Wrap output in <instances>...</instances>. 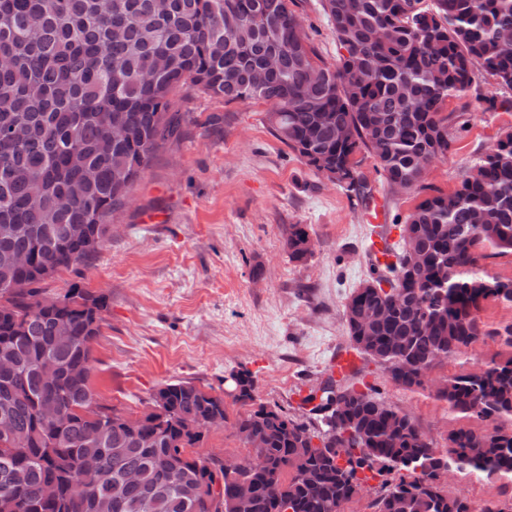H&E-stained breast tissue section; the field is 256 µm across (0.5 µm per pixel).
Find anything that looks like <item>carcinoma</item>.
<instances>
[{"instance_id":"carcinoma-1","label":"carcinoma","mask_w":512,"mask_h":512,"mask_svg":"<svg viewBox=\"0 0 512 512\" xmlns=\"http://www.w3.org/2000/svg\"><path fill=\"white\" fill-rule=\"evenodd\" d=\"M293 0H0V409H9L16 445L0 446V512H209L219 488L229 504L253 486L250 512H344L353 483L381 478L378 512L480 511L439 480L450 468L512 481V354L448 377L437 396L476 431L448 432L445 452L415 419L372 386L338 389L354 397L333 420L316 409L310 428L256 402V380L239 372L234 400L250 406L233 422L251 454L226 472L189 452L203 435L186 422L227 419L224 397L186 381L152 396L132 419L97 402L90 386L105 297L78 283L49 296L43 284L83 263L107 237V219L125 205L154 151L179 135L171 112L180 92L273 106L276 137L306 165L341 172L360 199L367 184L355 155H372L391 187L416 188L429 163L448 153V97L466 91L480 65L512 89V0H323L339 44L351 51L331 67L297 34ZM96 226L85 245L64 230ZM304 224L288 225L292 262L312 254ZM512 251V131L454 192L424 198L371 261L370 282L398 289L354 291L347 333L368 318L359 351L404 389L492 334L512 349V324L490 333L479 313L488 300L512 305V278L480 270L481 250ZM34 256L20 270L14 258ZM69 338H58V329ZM60 402L45 420L37 405ZM133 471L136 481H123ZM56 502L42 499L48 483ZM200 488L187 498L182 484Z\"/></svg>"}]
</instances>
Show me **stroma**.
<instances>
[{
  "label": "stroma",
  "instance_id": "stroma-1",
  "mask_svg": "<svg viewBox=\"0 0 512 512\" xmlns=\"http://www.w3.org/2000/svg\"><path fill=\"white\" fill-rule=\"evenodd\" d=\"M295 11L321 60L335 64L339 45L322 0H298ZM505 98L512 90L475 70L470 87L445 105L447 155L430 164L413 192L391 190L375 158L363 154L358 171L383 201L388 223H404L425 197L458 188L512 130V110L500 106ZM173 109L179 139L153 153L128 203L110 216L98 252L79 270L49 279L48 292L77 283L105 296L91 386L98 402L124 415L141 416L168 382L223 394L225 378L240 368L255 376L259 402L297 414L301 398L349 344L344 305L368 277L372 226L353 195L274 135L270 103H227L193 91L178 96ZM292 224L307 225L312 239L303 263L288 258ZM480 318L490 337L434 368L423 387H397L366 361L358 383L378 386L436 447H444L450 429L482 428L437 396L448 376L507 354L492 333L512 324V306L486 301ZM448 488L478 507L512 501V484L475 475L456 474Z\"/></svg>",
  "mask_w": 512,
  "mask_h": 512
}]
</instances>
